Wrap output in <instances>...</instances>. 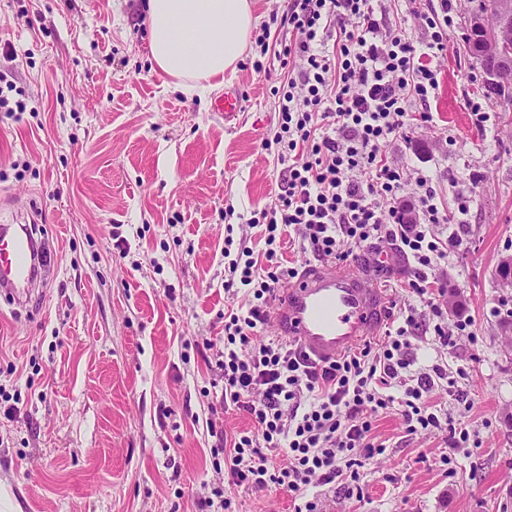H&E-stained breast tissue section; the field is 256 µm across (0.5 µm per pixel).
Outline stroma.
Returning <instances> with one entry per match:
<instances>
[{"mask_svg":"<svg viewBox=\"0 0 512 512\" xmlns=\"http://www.w3.org/2000/svg\"><path fill=\"white\" fill-rule=\"evenodd\" d=\"M139 3L0 0V225L35 221L51 255L29 306L0 295V512H218V485L228 512H291L288 490L226 483L216 465L214 447L250 417L220 414L219 438L207 426L234 302L225 241L264 248L250 220L276 203L280 166L263 144L284 72L256 42L224 76L242 110L213 111L216 91L156 72ZM374 7L384 29L424 38L427 0ZM461 34L449 29L439 87L414 106L432 127L391 137L387 156L407 200L419 174L448 212L470 193L462 223L432 228L466 248L437 261L429 301L400 266L373 275L398 309L422 317L434 302L448 324L471 319V335L446 347L429 332L410 351L413 371L454 377L430 394L450 428L410 435L398 408L378 413L385 450L360 493L308 487L319 512H512V316L499 308L512 287L496 274L512 256V123L492 106L474 123L483 91ZM457 429L472 454L450 453Z\"/></svg>","mask_w":512,"mask_h":512,"instance_id":"1","label":"stroma"}]
</instances>
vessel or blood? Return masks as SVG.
<instances>
[{
  "mask_svg": "<svg viewBox=\"0 0 512 512\" xmlns=\"http://www.w3.org/2000/svg\"><path fill=\"white\" fill-rule=\"evenodd\" d=\"M45 262L27 226L0 225V292L22 302ZM389 296L359 272L321 264L305 267L271 313L277 331L313 361L344 354L374 333Z\"/></svg>",
  "mask_w": 512,
  "mask_h": 512,
  "instance_id": "vessel-or-blood-1",
  "label": "vessel or blood"
}]
</instances>
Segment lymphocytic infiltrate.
Segmentation results:
<instances>
[{"mask_svg": "<svg viewBox=\"0 0 512 512\" xmlns=\"http://www.w3.org/2000/svg\"><path fill=\"white\" fill-rule=\"evenodd\" d=\"M420 18L428 37L418 42L381 28L372 0H288L290 38L276 53L288 71L275 91L281 122L273 142L282 166L277 202L250 220L265 239L262 258L243 246L227 261L225 287L241 285L244 303L224 313L217 405L246 412L254 425L224 455L229 483L294 493L337 484L350 492L364 460L384 450L374 441L372 417L396 403L389 388L409 366L405 351L419 328L414 316L380 349L366 343L320 366L284 337L261 341L257 335L280 289L298 275L279 255L287 232L315 259L342 263L370 240L394 241L414 262L408 285L420 296L432 286L436 260L449 247H462V238L449 243L431 232L448 214L425 176L416 179L423 220L406 223L404 177L384 157L393 135L433 121L413 106L438 86L436 62L448 51L455 18L448 0H435ZM447 377L437 366L406 385L399 403L408 433L441 428L428 395ZM278 450L285 451V464L273 461Z\"/></svg>", "mask_w": 512, "mask_h": 512, "instance_id": "1", "label": "lymphocytic infiltrate"}]
</instances>
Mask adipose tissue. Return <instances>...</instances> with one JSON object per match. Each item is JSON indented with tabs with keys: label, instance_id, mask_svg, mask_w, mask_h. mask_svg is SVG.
I'll return each mask as SVG.
<instances>
[{
	"label": "adipose tissue",
	"instance_id": "adipose-tissue-1",
	"mask_svg": "<svg viewBox=\"0 0 512 512\" xmlns=\"http://www.w3.org/2000/svg\"><path fill=\"white\" fill-rule=\"evenodd\" d=\"M143 15L161 74L210 89L235 71L256 26L253 0H145Z\"/></svg>",
	"mask_w": 512,
	"mask_h": 512
}]
</instances>
